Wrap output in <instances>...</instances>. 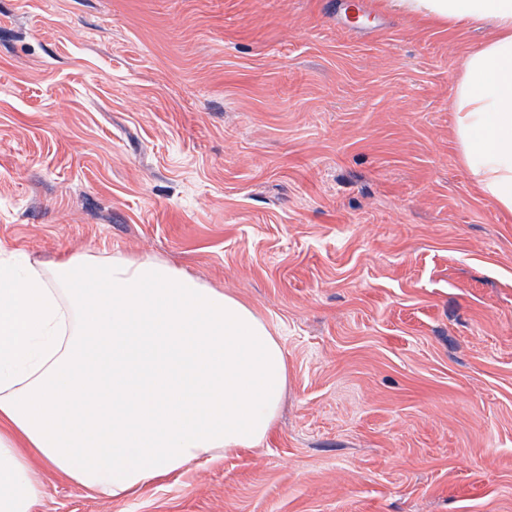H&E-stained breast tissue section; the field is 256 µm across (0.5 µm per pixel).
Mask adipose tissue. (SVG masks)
Masks as SVG:
<instances>
[{
  "mask_svg": "<svg viewBox=\"0 0 512 512\" xmlns=\"http://www.w3.org/2000/svg\"><path fill=\"white\" fill-rule=\"evenodd\" d=\"M484 27L455 84L454 133L484 198L512 213V0H391ZM288 385L247 303L157 256L0 251V512H32L37 465L122 499L261 444Z\"/></svg>",
  "mask_w": 512,
  "mask_h": 512,
  "instance_id": "1",
  "label": "adipose tissue"
}]
</instances>
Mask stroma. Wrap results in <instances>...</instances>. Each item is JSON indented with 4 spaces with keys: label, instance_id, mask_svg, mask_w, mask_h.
I'll return each mask as SVG.
<instances>
[{
    "label": "stroma",
    "instance_id": "35a3bbf8",
    "mask_svg": "<svg viewBox=\"0 0 512 512\" xmlns=\"http://www.w3.org/2000/svg\"><path fill=\"white\" fill-rule=\"evenodd\" d=\"M0 0V247L156 255L263 316L267 439L33 512H512V214L455 79L489 37L361 0Z\"/></svg>",
    "mask_w": 512,
    "mask_h": 512
}]
</instances>
